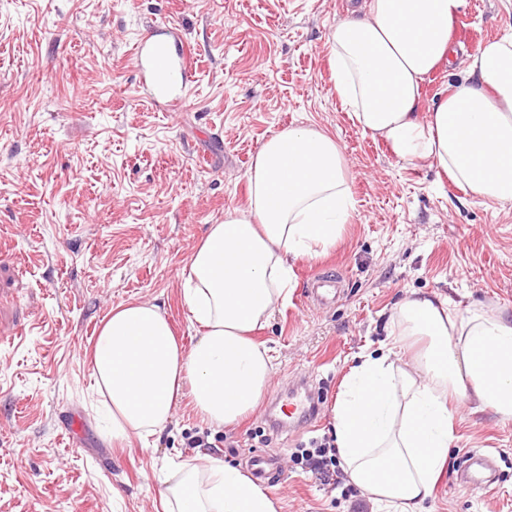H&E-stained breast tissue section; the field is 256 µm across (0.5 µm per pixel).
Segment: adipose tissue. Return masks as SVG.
Segmentation results:
<instances>
[{"label": "adipose tissue", "instance_id": "obj_1", "mask_svg": "<svg viewBox=\"0 0 512 512\" xmlns=\"http://www.w3.org/2000/svg\"><path fill=\"white\" fill-rule=\"evenodd\" d=\"M467 0H369L332 28L334 89L363 132L408 163L426 162L475 197L512 202V38L474 53L451 30ZM466 67L427 117L421 85L440 66ZM248 180L250 201L210 225L183 273L197 324L191 346L153 302L113 307L92 354L113 440L161 432L182 398L210 427L252 413L266 389L271 348L253 333L286 304L291 257L334 246L354 199L336 141L315 127L267 140ZM415 345L400 364L391 350ZM389 348L361 355L332 408L337 451L351 484L397 512H423L454 439L449 400L512 421V314L485 303L450 311L417 293L392 314ZM163 512H278L238 467L209 455L166 464Z\"/></svg>", "mask_w": 512, "mask_h": 512}]
</instances>
